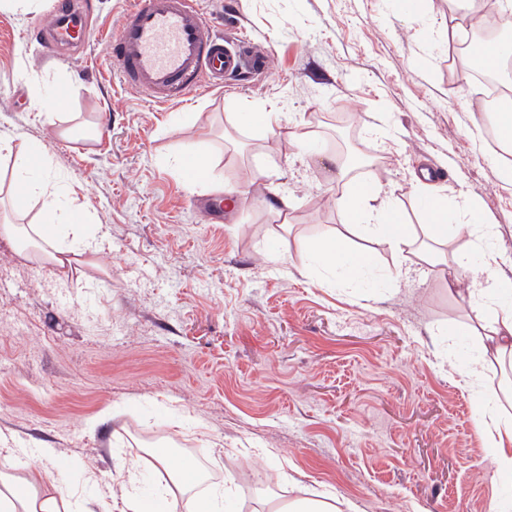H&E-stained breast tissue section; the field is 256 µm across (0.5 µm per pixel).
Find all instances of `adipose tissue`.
<instances>
[{"label": "adipose tissue", "mask_w": 512, "mask_h": 512, "mask_svg": "<svg viewBox=\"0 0 512 512\" xmlns=\"http://www.w3.org/2000/svg\"><path fill=\"white\" fill-rule=\"evenodd\" d=\"M17 176L13 186L23 189L26 196L40 194L49 197L41 223L21 226L4 223L0 236L17 247L20 256L38 251L41 258L66 273L68 266L78 262L80 256L96 254L93 240L85 237L84 226L89 215L83 206L67 203L57 206L52 198L57 188L48 175L47 151L37 142L27 143L15 157ZM337 178L344 183L339 199L347 227L367 237L385 242L396 253L410 246L418 237L433 242L448 239V198L431 191L425 184H416L412 191L422 209L424 223L415 226L407 223L391 199L385 198L378 183H364L350 178L344 162H337ZM71 237L72 247H61L58 235ZM313 250L325 266H342L349 277H358L365 263L361 254L349 249L345 239L331 236L317 241ZM501 256L494 248L481 250L484 277L475 282L474 293L480 299L472 306L464 335L477 337L481 352L468 363L464 380H479L486 367L500 363L504 357L512 358V303L503 301L504 293L512 291V278L500 270ZM486 434L487 448L497 475L512 479V420L493 413L482 414L479 420ZM200 479L195 465L181 461L173 475L174 489L159 497L157 502L144 499L138 487L135 471H128L121 489V502L125 512H152V505H160L161 512H176L177 494L190 488ZM0 512H112L110 501L98 502L96 507H79L77 499L62 487L49 472L34 467L22 475L0 472Z\"/></svg>", "instance_id": "adipose-tissue-1"}]
</instances>
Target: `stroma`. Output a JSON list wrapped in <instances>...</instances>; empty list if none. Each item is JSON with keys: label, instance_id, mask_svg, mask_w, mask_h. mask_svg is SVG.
<instances>
[{"label": "stroma", "instance_id": "stroma-1", "mask_svg": "<svg viewBox=\"0 0 512 512\" xmlns=\"http://www.w3.org/2000/svg\"><path fill=\"white\" fill-rule=\"evenodd\" d=\"M199 2L218 30L266 50L268 69L165 108L109 70L106 41L131 0H85L94 31L60 59L29 39L52 0L0 7V134L45 145L50 177L88 209L99 247L64 278L0 240V472L38 462L92 501L119 492L132 464L154 498L179 465L142 453L141 436L160 431L205 472L177 512L226 487L232 512H256L249 483L285 504L298 480L357 512H512V483L501 485L479 426L504 376L460 384L456 352L476 347L449 329L469 313L448 291L452 267L421 264L409 247L411 273L394 282L389 247L352 235L369 276L385 280L364 290L311 249L345 230L331 159L354 106V139L376 163L354 178L378 181L416 225L412 186L424 168L447 171L430 188L479 197L498 229L492 247L512 259V184L483 139V91L450 61L484 27L481 11L455 0H426L410 18L393 0ZM61 83L68 110L41 109ZM270 103L287 122L238 124L244 107ZM188 150L210 156V184L184 179ZM13 167L0 152V223H40L45 199L11 204ZM205 201L223 203L216 222L197 210Z\"/></svg>", "mask_w": 512, "mask_h": 512}]
</instances>
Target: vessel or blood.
I'll return each mask as SVG.
<instances>
[{
  "label": "vessel or blood",
  "instance_id": "1",
  "mask_svg": "<svg viewBox=\"0 0 512 512\" xmlns=\"http://www.w3.org/2000/svg\"><path fill=\"white\" fill-rule=\"evenodd\" d=\"M78 0H53L38 27L43 55L85 44L92 34ZM108 62L119 81L159 106L184 103L197 89L264 73L266 52L219 33L196 0H133L108 38Z\"/></svg>",
  "mask_w": 512,
  "mask_h": 512
}]
</instances>
